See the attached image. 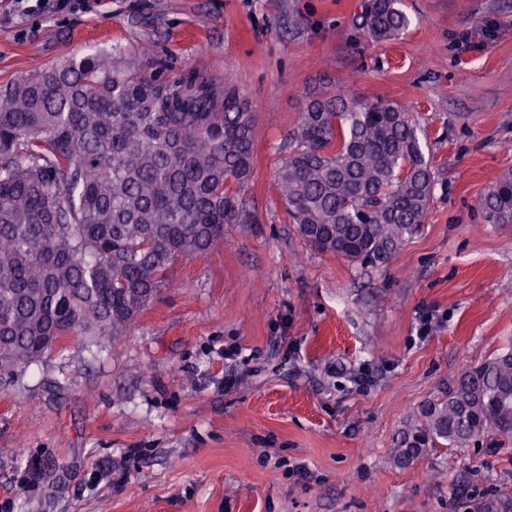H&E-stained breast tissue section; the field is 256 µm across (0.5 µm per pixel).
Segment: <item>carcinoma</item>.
I'll use <instances>...</instances> for the list:
<instances>
[{"mask_svg": "<svg viewBox=\"0 0 512 512\" xmlns=\"http://www.w3.org/2000/svg\"><path fill=\"white\" fill-rule=\"evenodd\" d=\"M359 18L373 43L411 24L403 0H366ZM420 134L399 104L313 96L277 179L298 235L352 262L388 260L430 207ZM255 141L236 88L193 68L164 77L94 54L0 88V371L65 336L118 335L180 257L251 223L240 195ZM481 206L512 223V174ZM422 415L393 449L399 465L511 437L512 345L463 369ZM478 512H512V498L488 496Z\"/></svg>", "mask_w": 512, "mask_h": 512, "instance_id": "carcinoma-1", "label": "carcinoma"}]
</instances>
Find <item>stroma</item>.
<instances>
[{
	"mask_svg": "<svg viewBox=\"0 0 512 512\" xmlns=\"http://www.w3.org/2000/svg\"><path fill=\"white\" fill-rule=\"evenodd\" d=\"M371 43L362 0H0V85L102 50L227 81L257 124L246 202L207 255L105 341L61 339L0 374V512H474L512 495L503 450H391L457 371L512 343V223L479 206L512 173V0H404ZM403 106L434 194L388 262L308 246L277 170L310 96ZM434 316L428 336L417 330ZM34 6L22 7L18 10L22 15L40 12H53L55 14L73 11L80 7H86L89 0H37ZM361 28L372 43L397 38L411 20L403 9V0H366L361 4Z\"/></svg>",
	"mask_w": 512,
	"mask_h": 512,
	"instance_id": "obj_1",
	"label": "stroma"
}]
</instances>
